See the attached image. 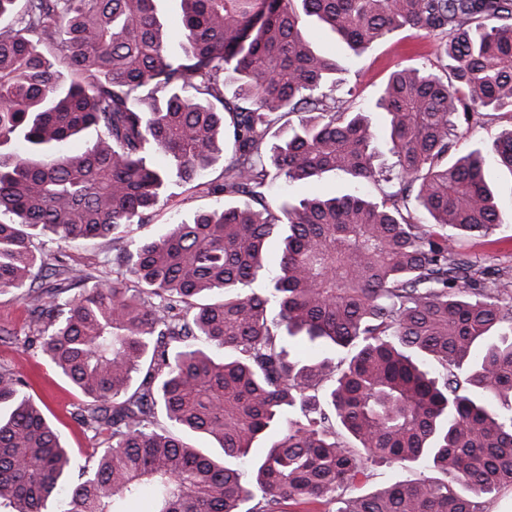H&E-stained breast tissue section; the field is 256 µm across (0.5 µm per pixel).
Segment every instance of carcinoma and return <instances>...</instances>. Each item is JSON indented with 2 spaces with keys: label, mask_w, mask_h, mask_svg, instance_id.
<instances>
[{
  "label": "carcinoma",
  "mask_w": 512,
  "mask_h": 512,
  "mask_svg": "<svg viewBox=\"0 0 512 512\" xmlns=\"http://www.w3.org/2000/svg\"><path fill=\"white\" fill-rule=\"evenodd\" d=\"M181 4L177 54L155 0H25L0 27V213L16 216L0 222V292L25 301L28 345L86 399L80 421L100 441L72 479L27 383L0 368V506L483 512L482 496L512 488V272L487 287L448 230L501 220L482 149L458 155L455 137L459 114L512 113V0ZM304 17L356 55L404 28L436 36L452 79L402 68L354 110ZM371 112L386 114L391 190L266 200L273 169L375 180ZM284 115L297 121L275 130ZM91 128L85 150L65 149ZM226 152L206 191L248 202L125 240L171 176L198 180ZM491 158L512 173V129ZM49 235L126 244L111 279L71 297L94 275L47 261L34 240ZM274 238L280 273L265 283ZM297 340L319 358L297 357ZM376 462L444 478L363 493Z\"/></svg>",
  "instance_id": "1"
}]
</instances>
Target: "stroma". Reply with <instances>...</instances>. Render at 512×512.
Segmentation results:
<instances>
[{"mask_svg":"<svg viewBox=\"0 0 512 512\" xmlns=\"http://www.w3.org/2000/svg\"><path fill=\"white\" fill-rule=\"evenodd\" d=\"M305 31L315 48L336 59L340 66L337 93L358 105L373 100L389 74L397 69L421 63L441 69L436 37L414 30L394 32L373 43L360 55H353L334 33L314 21H306ZM512 128V114L492 112L480 124L459 123L457 152L466 154L474 147L490 148L499 134ZM486 180L501 213V221L483 237H462L457 247L485 267H512V174L495 164H487ZM353 184L331 174L316 182L287 180L273 175L268 199H288L296 203L314 196H340L352 192ZM213 196L195 183L171 181L158 202L149 226L150 232L164 231L178 218L216 207ZM55 253L68 265L80 269L99 268L104 257L112 255L108 240H80L64 243ZM30 333V318L23 300L0 294V366L13 369L29 385V392L54 422L62 442L72 448L77 464H84L97 442L79 420L83 398L45 358L29 348L25 338Z\"/></svg>","mask_w":512,"mask_h":512,"instance_id":"stroma-1","label":"stroma"}]
</instances>
